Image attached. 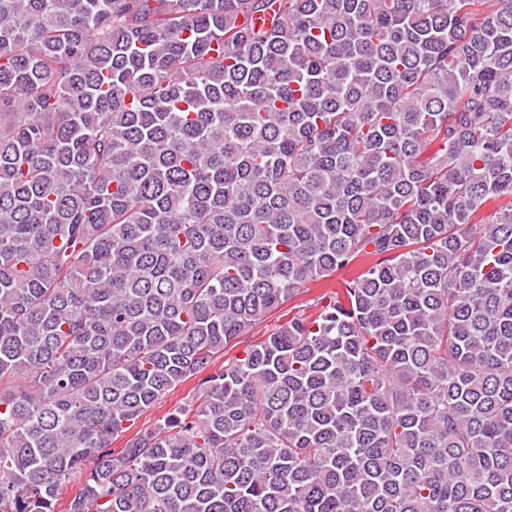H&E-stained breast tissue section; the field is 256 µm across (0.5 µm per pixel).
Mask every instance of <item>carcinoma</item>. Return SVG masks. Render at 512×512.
I'll list each match as a JSON object with an SVG mask.
<instances>
[{
	"label": "carcinoma",
	"mask_w": 512,
	"mask_h": 512,
	"mask_svg": "<svg viewBox=\"0 0 512 512\" xmlns=\"http://www.w3.org/2000/svg\"><path fill=\"white\" fill-rule=\"evenodd\" d=\"M0 512H512V0H0ZM346 275V271H337L327 280H318L308 284V290L294 297L282 308L267 315L258 325L250 332V336H244L241 341L246 340L251 343L255 340L267 336L268 333L275 331L279 326L285 323L294 312L304 310L305 314L313 313L316 299L325 291L326 287H333ZM291 313L288 315V311ZM194 386L195 382L193 380H188L178 385L175 390L167 394L152 408L141 415L137 424V429L141 427H151L157 420L162 419L175 408L189 401L194 395Z\"/></svg>",
	"instance_id": "cac0c4a2"
}]
</instances>
